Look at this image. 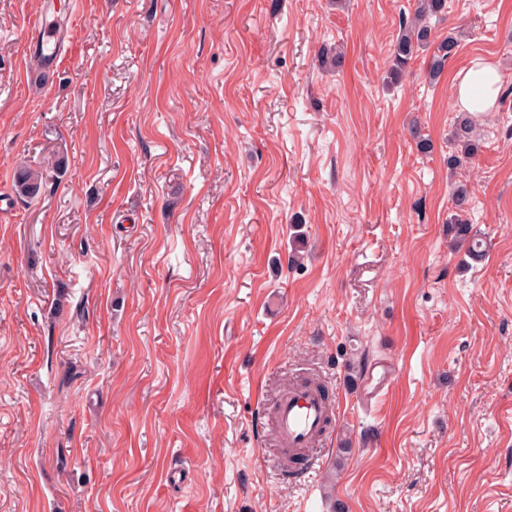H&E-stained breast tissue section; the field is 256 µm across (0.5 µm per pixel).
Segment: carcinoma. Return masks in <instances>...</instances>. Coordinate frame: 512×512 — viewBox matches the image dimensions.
Segmentation results:
<instances>
[{
    "label": "carcinoma",
    "instance_id": "1",
    "mask_svg": "<svg viewBox=\"0 0 512 512\" xmlns=\"http://www.w3.org/2000/svg\"><path fill=\"white\" fill-rule=\"evenodd\" d=\"M447 9V0H417L413 14L402 19L399 36L393 43L390 53L391 65L388 69L390 82H399L405 75L410 60L417 55L418 51L426 50L433 44L436 48L430 58L428 76L434 79L441 75L448 60L456 53L458 38L450 33L440 42H434L431 19L444 16ZM481 136V127L474 117L466 113L458 117L453 130V143L456 147L452 158L454 165L462 166L473 162ZM44 184V173L40 169L21 166L15 172L14 190L23 199L32 200L38 197ZM469 195L467 184L460 183L454 187L456 212L448 220V233L460 245L466 247V252L470 255L480 256L484 251L483 240L462 215Z\"/></svg>",
    "mask_w": 512,
    "mask_h": 512
}]
</instances>
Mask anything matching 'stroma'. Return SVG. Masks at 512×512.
Returning a JSON list of instances; mask_svg holds the SVG:
<instances>
[{"mask_svg":"<svg viewBox=\"0 0 512 512\" xmlns=\"http://www.w3.org/2000/svg\"><path fill=\"white\" fill-rule=\"evenodd\" d=\"M415 4L0 0V512H512V0H448L439 81L424 51L391 87ZM41 17L73 32L42 66ZM478 58L505 96L455 172ZM307 378L334 416L301 480L268 418ZM458 46V38L453 33H448V38L438 42L429 62L428 76L430 79L441 75L448 60L456 53ZM44 184V173L41 169L20 166L15 172L14 190L20 198L33 200L39 196ZM470 192L466 183H459L454 187L453 198L457 211L448 220V234H451L461 245H466V252L472 256H481L484 251L483 240L477 231L463 218L465 205L469 200Z\"/></svg>","mask_w":512,"mask_h":512,"instance_id":"35a3bbf8","label":"stroma"}]
</instances>
